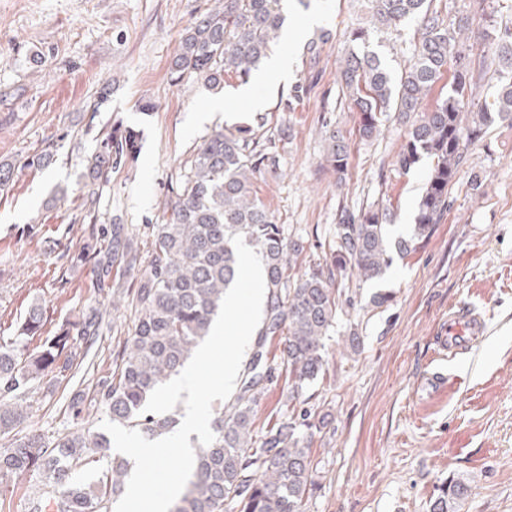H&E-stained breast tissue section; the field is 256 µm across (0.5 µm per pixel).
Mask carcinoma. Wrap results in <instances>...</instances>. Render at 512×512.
<instances>
[{"instance_id": "1", "label": "carcinoma", "mask_w": 512, "mask_h": 512, "mask_svg": "<svg viewBox=\"0 0 512 512\" xmlns=\"http://www.w3.org/2000/svg\"><path fill=\"white\" fill-rule=\"evenodd\" d=\"M435 0H371L374 26L389 30L415 21L421 37L411 63L392 71L370 49V32L350 36L351 46L340 73L342 92L359 114V136L371 140L390 114L406 125L405 143L395 165L410 170L422 157L431 159L425 189L408 238H393L392 214L384 206L358 216L341 215L330 261L308 266L294 276L292 256L304 246L286 235L285 227L258 197L262 175L257 128L235 133L222 130L204 140L180 176L170 216L151 227L148 265L126 224L97 225L94 186L110 180L112 165L137 155L139 132L113 126L99 142L85 179L84 202L88 241L70 262L89 270L98 298L72 323L47 336L35 354L27 340L44 326L45 308L30 306L14 336H0V486L37 474L24 512H111L129 478V462L114 457L97 481L83 487L76 471L101 462L105 446L85 426L104 413L113 423L138 429L151 439L179 425L178 414L144 411L151 392L177 375L209 334L225 292L236 278L232 242L242 236L259 255L265 270L266 305L253 350L232 403L211 422L215 439L196 457L184 492L171 512H305L314 486L310 445L324 418L310 405L307 388L325 371L328 332L336 323L345 282L381 278L393 264L392 253L405 255L428 236L449 206V193L466 163L470 146L495 124L512 127V31L497 29L485 17L483 39L492 52L485 66L498 68L491 106L475 107V82L469 54L457 47L456 35L471 29L468 15L445 23ZM285 16L281 0H224L223 7L196 19L183 34L171 69L178 77H194L211 88L224 84L231 72L248 81L281 37ZM448 90L427 109L424 100L445 74ZM325 166L345 174L348 144L336 130L325 133ZM136 316L126 340L115 354L112 372L83 379L70 401L78 428L53 439L20 434L28 418L27 400L40 390L52 395L69 383L98 341L106 310L100 298L125 288ZM278 340L280 360L288 374L289 400L300 405L291 416L276 420L261 440L254 435V409L273 379L267 343ZM464 495L459 483L442 490L433 512H455Z\"/></svg>"}]
</instances>
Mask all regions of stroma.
I'll return each instance as SVG.
<instances>
[{"label":"stroma","instance_id":"35a3bbf8","mask_svg":"<svg viewBox=\"0 0 512 512\" xmlns=\"http://www.w3.org/2000/svg\"><path fill=\"white\" fill-rule=\"evenodd\" d=\"M222 0H0V161L22 164L0 192V329L15 331L32 302L45 305L46 329L73 319L94 298L87 268L71 265L84 243L85 163L120 120L140 132L137 160L113 168L98 196L102 223L119 220L145 242L161 223L177 179L203 141L232 125L263 126L273 165L256 183L259 197L305 250L295 271L328 259L342 210L373 204L394 215L393 236H407L429 160L409 172L395 166L404 126L388 120L369 141L343 96L340 69L352 30L372 32L371 47L394 70L407 65L417 23L377 33L364 0H285L289 55L285 88L266 92L254 110L238 97L240 79L221 91L175 80L170 63L199 13ZM443 18L492 12L512 28V0H437ZM322 40L319 59L308 46ZM217 97L232 100L237 119L206 113ZM99 112H91V105ZM349 144L344 180L323 161L326 126ZM55 154L42 170L26 156ZM482 187L472 190L473 175ZM381 307L340 303L327 342L328 363L312 402L326 416L310 456L315 487L307 512H432L449 480L467 488L457 512H512V127L496 125L469 150L450 206L409 255L366 283ZM476 308L483 336L448 358L433 337L451 310ZM131 303L106 318L93 358L112 368V352L132 324ZM357 327L359 351L348 334ZM444 372L449 390L432 388ZM72 386L35 396L25 431L53 436L74 430ZM288 381L269 383L256 409L255 432L289 414Z\"/></svg>","mask_w":512,"mask_h":512}]
</instances>
